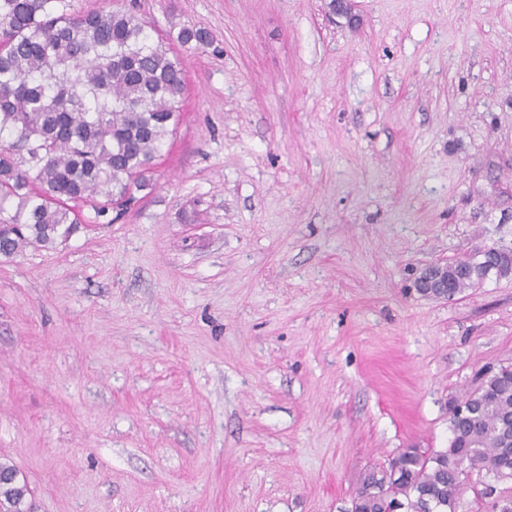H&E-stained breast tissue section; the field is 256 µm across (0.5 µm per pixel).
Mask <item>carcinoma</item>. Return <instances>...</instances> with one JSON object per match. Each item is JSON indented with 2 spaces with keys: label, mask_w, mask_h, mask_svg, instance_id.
<instances>
[{
  "label": "carcinoma",
  "mask_w": 512,
  "mask_h": 512,
  "mask_svg": "<svg viewBox=\"0 0 512 512\" xmlns=\"http://www.w3.org/2000/svg\"><path fill=\"white\" fill-rule=\"evenodd\" d=\"M180 61L131 11L76 12L70 0H0V250L55 249L79 224H112L147 186L180 120ZM474 258L449 269L453 298L482 284ZM448 447L404 448L366 472L350 512H512V367L449 403ZM26 483L0 487V512H30Z\"/></svg>",
  "instance_id": "carcinoma-1"
}]
</instances>
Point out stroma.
<instances>
[{
    "label": "stroma",
    "mask_w": 512,
    "mask_h": 512,
    "mask_svg": "<svg viewBox=\"0 0 512 512\" xmlns=\"http://www.w3.org/2000/svg\"><path fill=\"white\" fill-rule=\"evenodd\" d=\"M169 42L183 117L112 224L0 258V462L34 512H348L512 366V0H72ZM207 31L184 44L182 29ZM486 262H479L475 258L458 260L449 269V281L444 276L448 262H435L422 267L411 280V290L421 296H427L429 288H448L447 293L441 289H432L429 297L436 299H451L468 288H475L483 282V276L488 277ZM478 271V274L474 271Z\"/></svg>",
    "instance_id": "35a3bbf8"
}]
</instances>
